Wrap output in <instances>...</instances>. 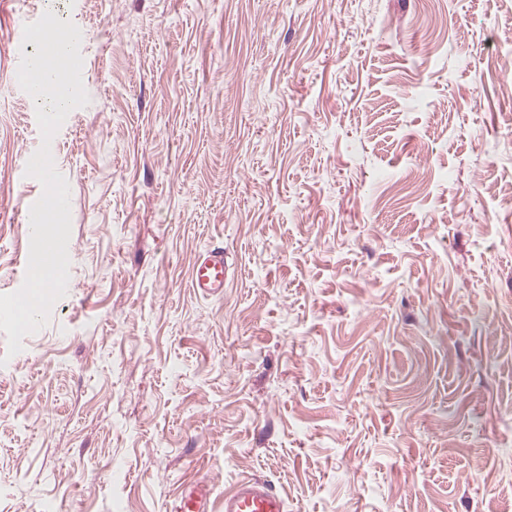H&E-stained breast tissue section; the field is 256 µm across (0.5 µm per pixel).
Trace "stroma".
I'll return each mask as SVG.
<instances>
[{
  "label": "stroma",
  "instance_id": "stroma-1",
  "mask_svg": "<svg viewBox=\"0 0 512 512\" xmlns=\"http://www.w3.org/2000/svg\"><path fill=\"white\" fill-rule=\"evenodd\" d=\"M81 31L66 295L8 355L0 512H512V0H0V294L42 136L13 30ZM229 266L202 298L206 247ZM227 276L223 247H212L199 254L190 274V287L201 296L221 294ZM222 512H287V504L270 481L248 477L224 493ZM207 483L193 484L180 490L172 504L174 512H213L214 501Z\"/></svg>",
  "mask_w": 512,
  "mask_h": 512
}]
</instances>
